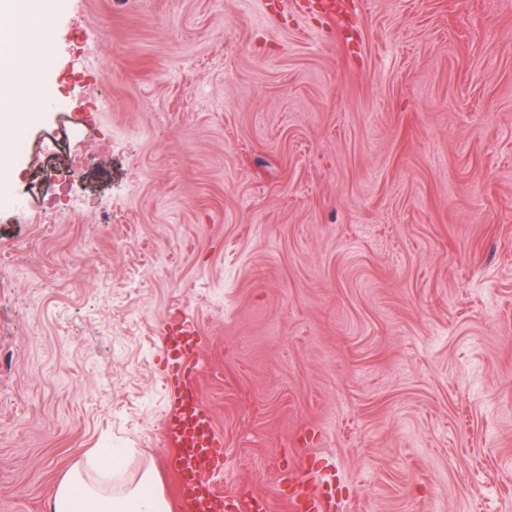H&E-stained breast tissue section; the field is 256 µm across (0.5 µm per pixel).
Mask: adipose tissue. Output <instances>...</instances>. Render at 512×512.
I'll use <instances>...</instances> for the list:
<instances>
[{"label":"adipose tissue","mask_w":512,"mask_h":512,"mask_svg":"<svg viewBox=\"0 0 512 512\" xmlns=\"http://www.w3.org/2000/svg\"><path fill=\"white\" fill-rule=\"evenodd\" d=\"M53 0H0V165L11 159L12 138L31 116L23 112L20 93L45 65L34 55L32 24L48 16ZM114 449L77 462L56 487L48 512H168L153 467L133 478L113 474Z\"/></svg>","instance_id":"obj_1"}]
</instances>
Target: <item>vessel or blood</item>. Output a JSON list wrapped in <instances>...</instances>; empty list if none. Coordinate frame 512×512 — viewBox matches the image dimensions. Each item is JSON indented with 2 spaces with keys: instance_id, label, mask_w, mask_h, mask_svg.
<instances>
[{
  "instance_id": "1",
  "label": "vessel or blood",
  "mask_w": 512,
  "mask_h": 512,
  "mask_svg": "<svg viewBox=\"0 0 512 512\" xmlns=\"http://www.w3.org/2000/svg\"><path fill=\"white\" fill-rule=\"evenodd\" d=\"M161 341L163 379L169 392L164 440L177 486L175 512H241L242 503L226 500L204 476L206 469L219 468L224 439L198 399L192 371L199 349L197 330L181 321Z\"/></svg>"
}]
</instances>
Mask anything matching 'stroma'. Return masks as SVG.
Returning a JSON list of instances; mask_svg holds the SVG:
<instances>
[{"label":"stroma","instance_id":"35a3bbf8","mask_svg":"<svg viewBox=\"0 0 512 512\" xmlns=\"http://www.w3.org/2000/svg\"><path fill=\"white\" fill-rule=\"evenodd\" d=\"M56 0L22 135L63 88L96 150L0 185V512L95 448L173 481L160 337L199 331L215 485L290 512H512V0Z\"/></svg>","mask_w":512,"mask_h":512}]
</instances>
